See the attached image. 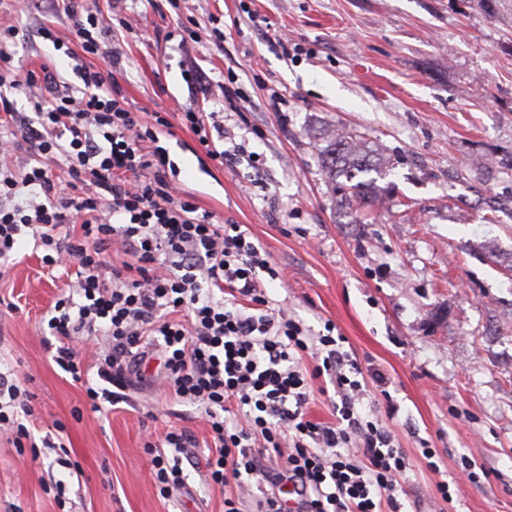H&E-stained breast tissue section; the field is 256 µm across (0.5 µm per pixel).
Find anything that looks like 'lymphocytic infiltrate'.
<instances>
[{
  "instance_id": "lymphocytic-infiltrate-1",
  "label": "lymphocytic infiltrate",
  "mask_w": 512,
  "mask_h": 512,
  "mask_svg": "<svg viewBox=\"0 0 512 512\" xmlns=\"http://www.w3.org/2000/svg\"><path fill=\"white\" fill-rule=\"evenodd\" d=\"M63 14L84 54L105 61L82 68L79 89L49 61L17 69L19 29L0 23V261L28 234L67 276L47 321L56 365L81 380L74 342L96 337L103 387L86 393L118 404L129 399L132 362L159 352L158 383L209 428L201 481L237 487L224 512H240L244 492L257 495L258 512H286L287 486L299 512H401L410 463L382 421L362 414L367 382L344 336L329 323L311 335L273 307L265 284L283 280V270L241 225L199 211L180 190L160 144L171 124L129 109L91 0H65ZM23 86L41 91L30 115L3 93ZM19 151L28 155L21 166ZM59 166L66 182L56 180ZM115 253L125 262L111 263ZM316 380L333 388L335 423L309 417ZM30 399L0 373L1 433L30 439ZM195 445L175 428L154 451L161 497L185 486L183 461ZM270 453L279 463L267 469Z\"/></svg>"
}]
</instances>
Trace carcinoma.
I'll return each mask as SVG.
<instances>
[{
  "label": "carcinoma",
  "instance_id": "1",
  "mask_svg": "<svg viewBox=\"0 0 512 512\" xmlns=\"http://www.w3.org/2000/svg\"><path fill=\"white\" fill-rule=\"evenodd\" d=\"M323 138L327 145L318 148V159L337 202L347 207H373L378 202L374 181L360 176L371 171L381 175L384 170L363 136L356 131L337 134L327 129Z\"/></svg>",
  "mask_w": 512,
  "mask_h": 512
}]
</instances>
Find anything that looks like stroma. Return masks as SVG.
<instances>
[{
  "label": "stroma",
  "mask_w": 512,
  "mask_h": 512,
  "mask_svg": "<svg viewBox=\"0 0 512 512\" xmlns=\"http://www.w3.org/2000/svg\"><path fill=\"white\" fill-rule=\"evenodd\" d=\"M131 33H119L115 72L133 111L174 124L162 139L183 189L220 220L245 225L284 282L269 283L311 331L332 321L368 385L363 412L384 419L406 454L403 512H512V217L493 219L489 199L512 195L492 160L512 155V0H126ZM195 16L199 42L166 40ZM224 32L223 47L211 38ZM294 47L284 56L275 37ZM23 67L53 60L80 86L73 60L51 42H19ZM207 75L194 83L187 72ZM238 89L226 106L218 81ZM280 97L271 106V94ZM222 113L245 157L215 165L176 109ZM355 130L390 159L380 202L338 206L309 132ZM25 237L0 279V371L33 396L35 441L66 457L33 456L0 434V512H224V492L190 473L162 498L150 478L149 443L173 427L192 433L202 458L206 424L191 406L146 386L129 403L93 410L86 387L97 345L77 349L89 369L73 381L54 362L44 319L63 287ZM398 407L385 416V396ZM65 431L53 429V421ZM435 448L439 472L421 457ZM479 478L444 501L440 475L462 460ZM63 482L49 490L51 479Z\"/></svg>",
  "instance_id": "obj_1"
}]
</instances>
